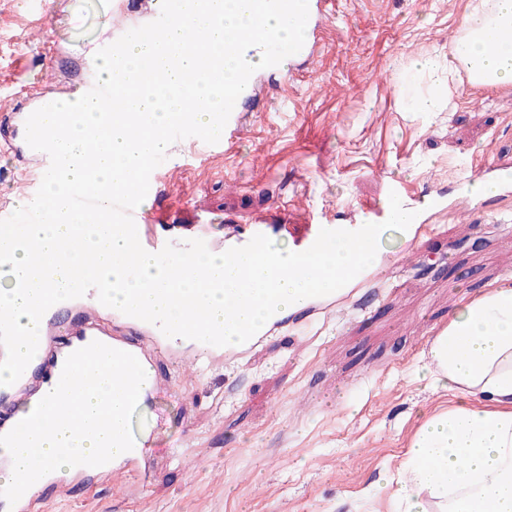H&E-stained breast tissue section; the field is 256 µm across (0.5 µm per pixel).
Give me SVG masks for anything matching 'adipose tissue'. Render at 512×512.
<instances>
[{
	"mask_svg": "<svg viewBox=\"0 0 512 512\" xmlns=\"http://www.w3.org/2000/svg\"><path fill=\"white\" fill-rule=\"evenodd\" d=\"M512 31V0H469L454 41L452 59L475 86H512V42L493 39ZM430 384L456 391L458 402L427 418L406 452L391 493L394 512H512V287H498L470 301L451 319L422 361ZM79 404L76 420L56 426L64 398ZM481 400L483 408L472 405ZM112 411V431L87 436L83 425L97 412ZM31 431L22 442L0 441V489L19 477H34V490L70 476V461L82 455L97 464L120 461L132 442L124 432L125 407L111 382L92 396L79 381L42 387L17 411Z\"/></svg>",
	"mask_w": 512,
	"mask_h": 512,
	"instance_id": "adipose-tissue-1",
	"label": "adipose tissue"
}]
</instances>
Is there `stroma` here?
I'll use <instances>...</instances> for the list:
<instances>
[{
    "label": "stroma",
    "mask_w": 512,
    "mask_h": 512,
    "mask_svg": "<svg viewBox=\"0 0 512 512\" xmlns=\"http://www.w3.org/2000/svg\"><path fill=\"white\" fill-rule=\"evenodd\" d=\"M467 2L336 0L311 58L260 72L241 112L246 138L201 164L178 141L161 165L157 204L171 220L154 231L177 246L198 215L239 230L354 224L395 184L403 204L429 202L416 239L389 235L376 274L340 312L287 316L241 359L193 377L157 359L167 382L136 420L146 474L56 484L0 512H392L371 486L397 475L423 419L456 401L417 371L432 338L485 289L512 286V186L477 212L461 188L474 165L512 163V87L476 89L461 72L442 111L407 105L430 88L410 62H450ZM38 8L58 91L105 37L108 0H0V112L17 110L44 73L29 39ZM39 177L24 150L0 154V207ZM477 237L483 245L468 247Z\"/></svg>",
    "instance_id": "35a3bbf8"
}]
</instances>
